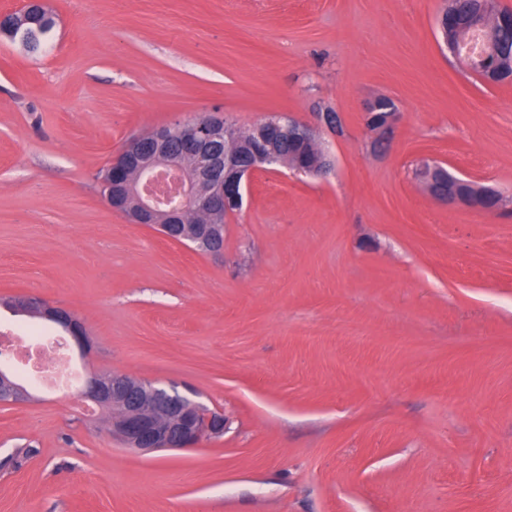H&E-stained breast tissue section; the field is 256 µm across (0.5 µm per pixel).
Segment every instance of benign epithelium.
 <instances>
[{
    "label": "benign epithelium",
    "instance_id": "1",
    "mask_svg": "<svg viewBox=\"0 0 512 512\" xmlns=\"http://www.w3.org/2000/svg\"><path fill=\"white\" fill-rule=\"evenodd\" d=\"M444 42L451 53L459 52L462 34L440 24ZM394 106L375 99L365 108V121L377 134V142L388 140L397 121ZM276 129L288 141L316 145L313 127L292 117L280 123H260L253 128L255 148L248 163H241L232 149L237 128L217 112L205 120L190 119L155 127L144 149L138 140L130 141L108 164L112 180L104 184L107 205L123 211L122 202L131 199L136 209L132 221L149 224L163 236L189 241L218 255L223 248L211 246L224 229V223L243 205L244 187L252 175L272 162L277 151L269 138ZM425 181L436 199L470 208H496V192L477 187L455 176L449 178L429 169ZM40 316L68 335L82 353L91 349L87 332L73 313L23 296L17 311L31 305ZM85 397L95 404L109 403L116 408L111 435L128 449L140 451L192 448L204 438L221 433L227 426L224 414L181 394L176 387H161L121 373H97L85 384ZM31 397L12 372L0 367V402H18Z\"/></svg>",
    "mask_w": 512,
    "mask_h": 512
}]
</instances>
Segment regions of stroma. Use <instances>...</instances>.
<instances>
[{
	"mask_svg": "<svg viewBox=\"0 0 512 512\" xmlns=\"http://www.w3.org/2000/svg\"><path fill=\"white\" fill-rule=\"evenodd\" d=\"M46 2L39 53L0 37V295L76 314L82 374L229 424L139 453L32 388L0 404V512H512V84L453 57L444 0ZM328 110L332 170L256 172L220 256L130 223L95 178L163 124ZM424 160L502 207L434 199ZM385 100L377 98L365 108L366 124L371 131L377 134L378 143L388 140L398 116V112H394V106L391 103L385 102ZM380 109H385L387 112L379 111Z\"/></svg>",
	"mask_w": 512,
	"mask_h": 512,
	"instance_id": "stroma-1",
	"label": "stroma"
}]
</instances>
